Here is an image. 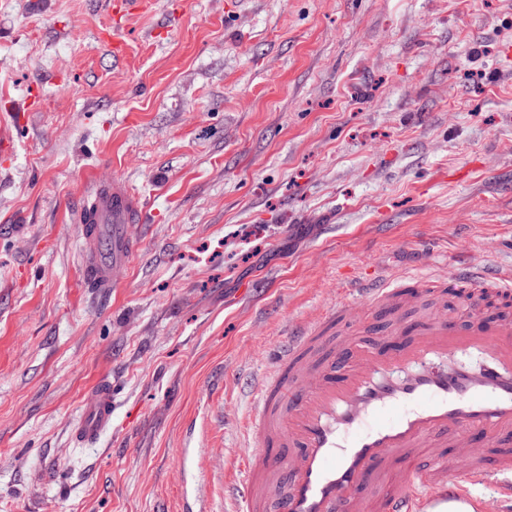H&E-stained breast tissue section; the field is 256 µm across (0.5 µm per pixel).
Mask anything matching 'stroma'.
Returning <instances> with one entry per match:
<instances>
[{"mask_svg": "<svg viewBox=\"0 0 512 512\" xmlns=\"http://www.w3.org/2000/svg\"><path fill=\"white\" fill-rule=\"evenodd\" d=\"M0 0V512H239L272 342L352 282L512 270V0ZM144 202L88 283V175ZM112 426L80 442L95 386ZM145 0H110L114 16H118L116 23L112 25V54L121 55L123 43L116 37L117 31L124 29L130 14L136 12Z\"/></svg>", "mask_w": 512, "mask_h": 512, "instance_id": "obj_1", "label": "stroma"}]
</instances>
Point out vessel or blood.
Returning <instances> with one entry per match:
<instances>
[{"label": "vessel or blood", "instance_id": "vessel-or-blood-1", "mask_svg": "<svg viewBox=\"0 0 512 512\" xmlns=\"http://www.w3.org/2000/svg\"><path fill=\"white\" fill-rule=\"evenodd\" d=\"M81 237L94 257L98 287L117 285L138 244L139 195L118 177L90 180ZM427 286L393 292L371 281L355 291L392 315L394 339L341 341L316 357L318 329L303 326L272 351L260 385L243 469V512H425L477 486L512 502V323L473 309L466 328L446 311L403 329L395 300L416 302ZM481 357L479 368L440 362L449 348ZM112 422V391L99 387L75 430L95 438ZM489 447L484 460L452 462L461 447Z\"/></svg>", "mask_w": 512, "mask_h": 512}]
</instances>
